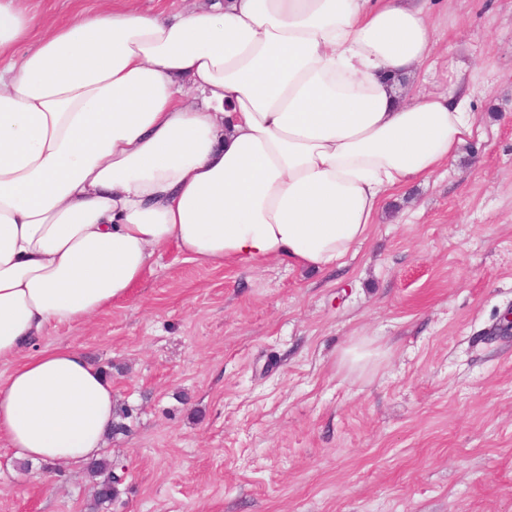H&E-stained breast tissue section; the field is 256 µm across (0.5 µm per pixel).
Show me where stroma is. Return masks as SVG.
I'll list each match as a JSON object with an SVG mask.
<instances>
[{"mask_svg":"<svg viewBox=\"0 0 512 512\" xmlns=\"http://www.w3.org/2000/svg\"><path fill=\"white\" fill-rule=\"evenodd\" d=\"M424 95L465 69L478 128L393 193L346 267L215 268L168 247L128 299L48 327L112 378L108 512H512V0H437ZM361 345L359 366L342 362ZM66 463L0 447V512H89Z\"/></svg>","mask_w":512,"mask_h":512,"instance_id":"35a3bbf8","label":"stroma"}]
</instances>
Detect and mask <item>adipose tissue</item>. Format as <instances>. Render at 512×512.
Returning a JSON list of instances; mask_svg holds the SVG:
<instances>
[{"instance_id":"adipose-tissue-1","label":"adipose tissue","mask_w":512,"mask_h":512,"mask_svg":"<svg viewBox=\"0 0 512 512\" xmlns=\"http://www.w3.org/2000/svg\"><path fill=\"white\" fill-rule=\"evenodd\" d=\"M429 3L205 0L40 33L0 0V444L99 458L111 378L22 345L127 298L169 245L216 268H340L392 191L455 158L471 87L401 93L429 72Z\"/></svg>"}]
</instances>
